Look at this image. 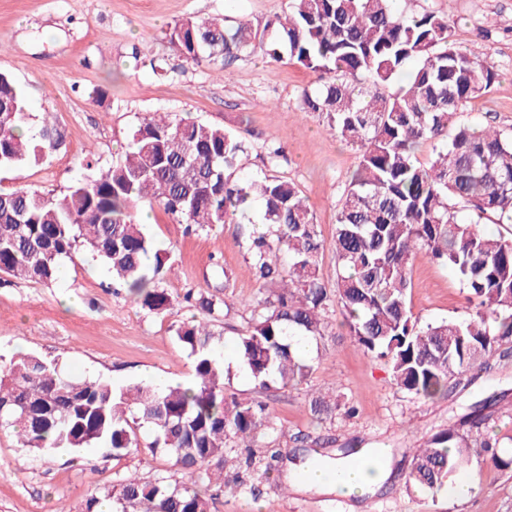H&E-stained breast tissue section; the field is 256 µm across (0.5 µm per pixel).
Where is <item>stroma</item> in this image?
Instances as JSON below:
<instances>
[{
    "instance_id": "1",
    "label": "stroma",
    "mask_w": 512,
    "mask_h": 512,
    "mask_svg": "<svg viewBox=\"0 0 512 512\" xmlns=\"http://www.w3.org/2000/svg\"><path fill=\"white\" fill-rule=\"evenodd\" d=\"M413 6L447 15L457 42L499 74L462 121L512 134V0H414ZM287 7L288 0H0V71L26 95L32 129L47 122L62 138L38 163L0 171V188L63 195L77 180L119 161L143 117H190L246 137L242 173L298 185L323 240L320 276L333 284L336 213L358 152L329 134L321 115L299 111V96L317 87L318 73L255 53L222 75L217 65L186 62L169 43L175 24L189 18L231 25L269 19ZM273 147L282 150L274 160ZM145 215L155 246L171 252L175 271L158 283L171 309L159 314L143 307L113 287L103 263L81 255L65 261L50 283L0 273V361L28 354L56 362L69 375L102 377L120 387L143 382L148 373L174 385L191 383L193 361L176 337L178 326L198 315L183 301L189 292L227 302L215 329L233 349L250 325L248 305L259 295L247 240L232 224L185 232L159 206ZM408 278L409 305L421 322L463 315L465 294L447 267L420 256L409 264ZM325 320L328 335L308 383L264 391L236 367L225 378L228 391L267 404L272 430L263 444L280 449L283 460L272 472L256 461L240 488V451L226 449L229 489L214 512H512V470L477 457L467 467L475 481L463 495L451 489L410 493L403 480L413 448L487 396L501 397L486 410L490 431L512 435V357L492 358L471 384L422 399L401 390L383 361L351 342L337 302H330ZM314 390L353 405L356 414L316 419L308 405ZM139 434L142 447L115 458L99 447L43 455L22 448L14 433L0 432V512H83L92 494L129 474L146 480L164 475L169 458L146 447L151 428L140 427ZM313 448L328 459L350 448L387 449L392 477L356 501L298 486L289 478L290 463Z\"/></svg>"
}]
</instances>
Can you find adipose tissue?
Wrapping results in <instances>:
<instances>
[{"label": "adipose tissue", "instance_id": "ef3b65f1", "mask_svg": "<svg viewBox=\"0 0 512 512\" xmlns=\"http://www.w3.org/2000/svg\"><path fill=\"white\" fill-rule=\"evenodd\" d=\"M389 476V457L375 448H359L333 461L305 462L292 473L291 479L320 491L360 499L384 484Z\"/></svg>", "mask_w": 512, "mask_h": 512}]
</instances>
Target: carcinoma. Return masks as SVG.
Masks as SVG:
<instances>
[{"label":"carcinoma","mask_w":512,"mask_h":512,"mask_svg":"<svg viewBox=\"0 0 512 512\" xmlns=\"http://www.w3.org/2000/svg\"><path fill=\"white\" fill-rule=\"evenodd\" d=\"M399 2L292 0L284 16L231 26L187 19L169 34L173 49L197 66L220 60L228 69L259 52L320 73L323 83L302 92L299 110L324 116L327 131L359 151L336 217L335 288L318 276L323 242L295 183L240 176L245 137L158 113L133 132L123 160L60 197L0 190V272L51 282L63 260L84 249L142 306L165 312L172 302L158 280L172 268L170 255L139 219V208L159 205L192 231L238 224L247 234L253 276L271 293L252 305L236 351L262 389L308 380L313 361L299 342L325 336L333 295L353 342L385 360L396 384L416 396L447 392L493 354H511L512 237L488 234L458 210L512 221V136L460 120L497 72L458 46L447 16ZM31 116L24 93L0 73V170L37 163L58 143L47 124L28 134ZM425 142L432 153L422 162ZM257 199L261 225L243 223ZM419 254L448 265L471 312L420 323L407 301V267ZM195 306L204 317L176 330L193 361L189 385L116 387L76 379L35 356L0 364V430L16 432L22 447L101 446L121 457L141 447L137 425L145 422L154 432L147 448L172 460L166 475L129 477L89 498L84 512H99L103 500L113 512H212L213 498L197 487L224 477L225 449H246L244 465L254 464L269 414L226 391L221 334L211 324L220 308L203 296ZM496 402L487 398L418 446L407 486L437 493L474 455L512 469V457L497 452L501 438L482 434L484 409ZM309 407L330 419L338 400L312 392Z\"/></svg>","instance_id":"obj_1"}]
</instances>
